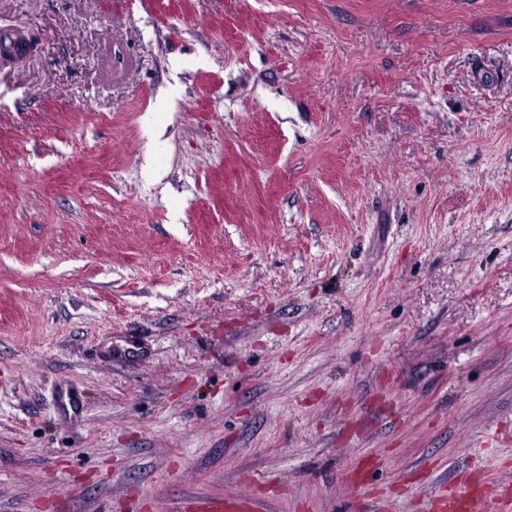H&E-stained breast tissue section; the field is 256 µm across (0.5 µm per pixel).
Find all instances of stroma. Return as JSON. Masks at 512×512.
<instances>
[{"label": "stroma", "instance_id": "stroma-1", "mask_svg": "<svg viewBox=\"0 0 512 512\" xmlns=\"http://www.w3.org/2000/svg\"><path fill=\"white\" fill-rule=\"evenodd\" d=\"M16 29L0 512L512 494V0H0Z\"/></svg>", "mask_w": 512, "mask_h": 512}]
</instances>
